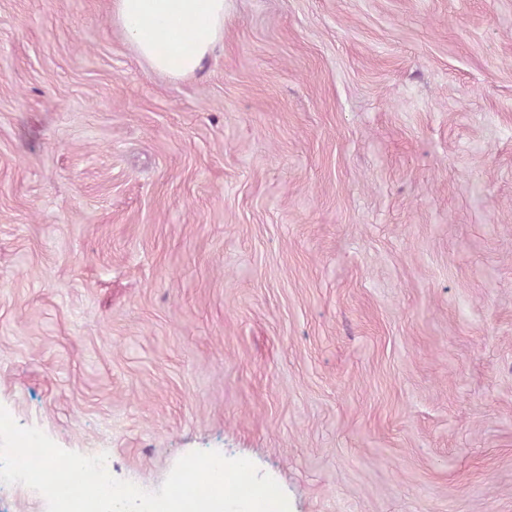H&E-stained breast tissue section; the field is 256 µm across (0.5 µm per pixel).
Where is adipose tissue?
<instances>
[{
  "label": "adipose tissue",
  "instance_id": "adipose-tissue-1",
  "mask_svg": "<svg viewBox=\"0 0 512 512\" xmlns=\"http://www.w3.org/2000/svg\"><path fill=\"white\" fill-rule=\"evenodd\" d=\"M225 0H111L109 21L150 70L201 71L224 42Z\"/></svg>",
  "mask_w": 512,
  "mask_h": 512
}]
</instances>
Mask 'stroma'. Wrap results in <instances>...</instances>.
Returning a JSON list of instances; mask_svg holds the SVG:
<instances>
[{
  "mask_svg": "<svg viewBox=\"0 0 512 512\" xmlns=\"http://www.w3.org/2000/svg\"><path fill=\"white\" fill-rule=\"evenodd\" d=\"M0 0V406L160 488L512 512V0H226L196 75Z\"/></svg>",
  "mask_w": 512,
  "mask_h": 512,
  "instance_id": "35a3bbf8",
  "label": "stroma"
}]
</instances>
